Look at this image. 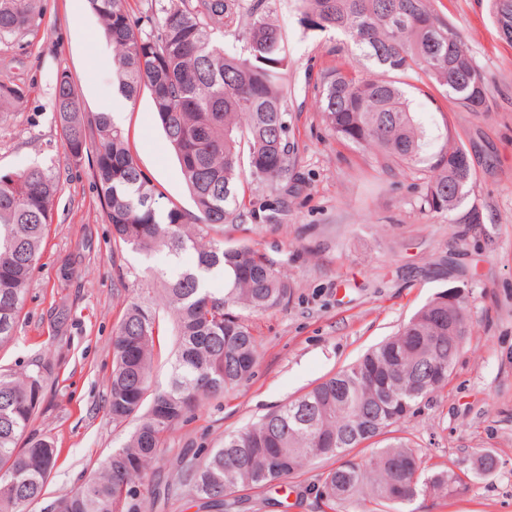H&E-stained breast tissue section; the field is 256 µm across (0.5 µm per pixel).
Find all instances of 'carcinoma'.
<instances>
[{"mask_svg":"<svg viewBox=\"0 0 512 512\" xmlns=\"http://www.w3.org/2000/svg\"><path fill=\"white\" fill-rule=\"evenodd\" d=\"M40 2L0 0V39L35 27ZM88 2L112 42L116 87L130 101L148 91L194 210L159 202L123 129L101 112L85 111L69 73L58 72L52 119L67 159L77 165L93 153L114 250L166 255L152 280L175 341L168 384L150 396L160 316L144 298L130 302L112 337L106 408L112 423L132 419L135 426L97 472L47 512H117L127 487L148 478L173 426L204 399L253 377L261 342L244 313H266L291 295L281 266L261 249L211 236L256 218L240 198L244 179L272 187L294 173L284 90L288 53L270 19L272 0H254L246 9L240 54L224 49L226 0H165L147 30L132 22L125 0ZM299 2L313 27L342 33L362 61L360 68L343 64L324 77L315 106L330 134L409 168L428 163L423 209L459 210L475 181L469 152L429 137L407 88L411 79L431 83L473 112L487 110L486 78L461 34L437 18L429 0ZM490 13L500 39L512 44V0H490ZM24 98L20 84L1 79L0 120ZM59 187L53 168L40 163L0 173V345L16 338ZM187 251L196 261L184 267ZM214 278L224 279V290L209 287ZM445 296L438 293L356 363L185 461L176 484L222 512L240 488L282 484L316 460L334 459L336 466L310 488L326 505L370 498L412 512L408 506L421 495L452 496L467 489V480L493 473L497 460L490 453L479 454L463 477L428 466L410 439L388 436L423 399L448 385L467 340L466 310L448 307ZM42 397L39 373L0 374V512H32L44 496L57 448L32 433ZM360 446L373 451L349 459Z\"/></svg>","mask_w":512,"mask_h":512,"instance_id":"obj_1","label":"carcinoma"}]
</instances>
